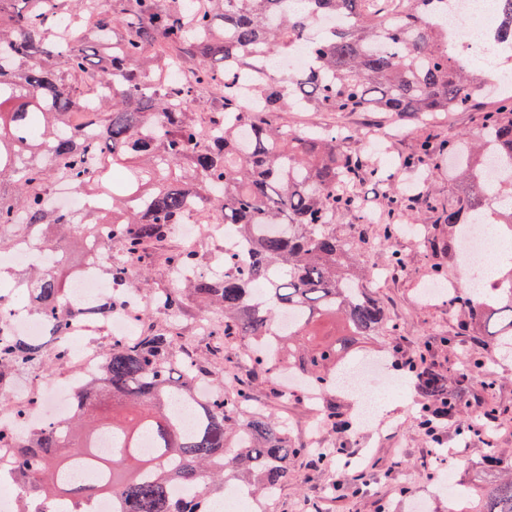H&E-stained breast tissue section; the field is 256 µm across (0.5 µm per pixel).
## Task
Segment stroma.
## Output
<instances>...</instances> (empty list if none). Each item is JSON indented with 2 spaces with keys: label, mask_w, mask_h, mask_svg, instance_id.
Wrapping results in <instances>:
<instances>
[{
  "label": "stroma",
  "mask_w": 512,
  "mask_h": 512,
  "mask_svg": "<svg viewBox=\"0 0 512 512\" xmlns=\"http://www.w3.org/2000/svg\"><path fill=\"white\" fill-rule=\"evenodd\" d=\"M283 124L294 127L300 123L321 128H338L349 135L347 145L354 151H364L363 136L370 131L382 133L379 158L390 168H397L402 155L410 152L420 135L433 134L438 139L463 133L467 138L479 136L481 122L478 112H454L449 119L424 122L412 114L394 112H284ZM415 183L424 195L422 204L400 214L403 224L418 227V234H401L386 240L379 227H365L364 241H354L353 251L363 267L387 264L391 253L405 259L406 269L394 274L375 289L383 302L394 331L374 336L357 344L358 356L377 355L385 360V374H396L398 359L431 347L432 358L444 367L456 366L467 344L458 338L461 324L459 312L448 309L447 302L421 303L417 288L429 280L455 284L458 292H466L465 267L457 228L452 224L436 223L435 211L456 202L464 187L463 181L448 167L447 151L437 152L426 167V173L416 176ZM452 336L454 346H444L440 337ZM475 402L465 408V415L479 410L481 401H495L499 407L512 410V351L489 349L487 359L473 378ZM254 399L264 407L275 408L285 420L291 440H300L312 415L299 401L280 403L267 381L252 385ZM421 402L411 384H404L392 395L387 406L379 410L377 426L371 427L356 442L332 430L320 433L327 446L340 449L332 462L321 470L308 467L307 458L288 462V481L271 505L270 512H378L381 505L404 503L407 496L424 493L432 487L442 468L452 469L457 482L471 479L489 456L512 462V417H501L488 433H479L472 441L459 440L452 427L441 431L444 458L428 455V441L419 430L414 416ZM372 455L368 470L369 481L360 490H352V470L343 466L346 457Z\"/></svg>",
  "instance_id": "stroma-1"
}]
</instances>
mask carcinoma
I'll list each match as a JSON object with an SVG mask.
<instances>
[{
  "label": "carcinoma",
  "mask_w": 512,
  "mask_h": 512,
  "mask_svg": "<svg viewBox=\"0 0 512 512\" xmlns=\"http://www.w3.org/2000/svg\"><path fill=\"white\" fill-rule=\"evenodd\" d=\"M0 0V247L39 235L38 244L72 263V243L86 242L108 225L109 246L122 259L107 271L112 295L88 309L71 305L61 271L33 266L21 275L16 298L41 315L42 340L0 336V408L11 403L12 379L36 365L50 370L54 347L75 314L103 316L125 307L129 295L148 293L176 322L185 301L218 319V343L234 348L271 339L277 361L319 384L339 374L360 339L393 330L385 309L353 270L348 239L336 236L337 216L358 205L360 179L385 176L371 155L351 154L334 129L288 128L279 114L303 106L322 112L427 114L471 109L478 77L448 53L447 10L435 0ZM350 24L319 33L327 16ZM309 67L259 85L254 67L274 65L297 44ZM188 80L175 77L185 67ZM112 84L96 102L78 93L89 73ZM253 87L258 111L241 109L239 92ZM207 96L212 109L200 118L191 102ZM96 130L85 137L67 124L75 112ZM484 138L512 162V97L481 116ZM448 151L466 178L464 196L441 212L443 224H465L488 206L487 186L476 177L482 143L452 142ZM427 139L400 161L406 172L430 158ZM144 157L147 164L112 181L111 168ZM66 183L81 197L95 190L101 216L78 218L53 207L50 196ZM178 224H224L249 241L241 258L223 257L227 273L208 274L200 254H161L169 279L153 281L150 248L162 245ZM141 260L133 269L125 258ZM267 305L250 307L256 292ZM492 303L468 291L451 302L478 337L455 371L424 353L410 361L407 377L422 397L415 421L430 441L453 422L459 435L482 420L506 415L488 402L476 419L460 416L472 393L471 369L484 349L512 347V288ZM339 318L344 331L320 332L318 321ZM262 350L252 359L256 381L273 377ZM208 359H188L174 326L140 330L111 342L99 375L77 391V407L64 430L49 424L12 443L15 480L31 501L56 502L63 512L112 501V512H210L208 502L241 482L262 496L288 482V460L325 455L288 437L285 422L250 413L249 389L211 383ZM212 384L211 397L200 388ZM325 426L344 433L353 418L324 404ZM192 486L199 506L186 508L173 489ZM467 512H512V464L493 457L483 474L464 486Z\"/></svg>",
  "instance_id": "carcinoma-1"
}]
</instances>
